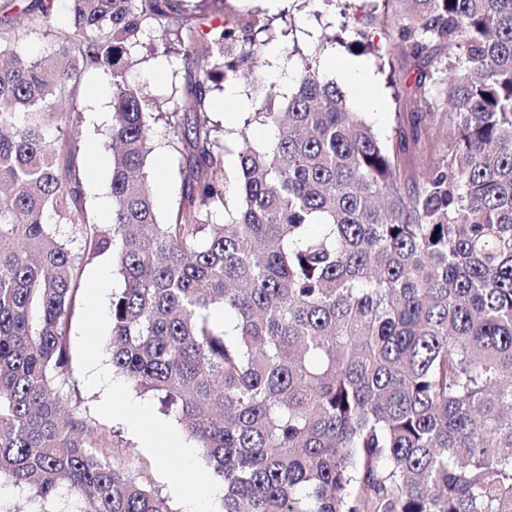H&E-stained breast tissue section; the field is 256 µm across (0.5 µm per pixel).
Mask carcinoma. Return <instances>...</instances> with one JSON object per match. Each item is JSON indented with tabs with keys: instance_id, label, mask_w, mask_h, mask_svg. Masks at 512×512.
I'll list each match as a JSON object with an SVG mask.
<instances>
[{
	"instance_id": "carcinoma-1",
	"label": "carcinoma",
	"mask_w": 512,
	"mask_h": 512,
	"mask_svg": "<svg viewBox=\"0 0 512 512\" xmlns=\"http://www.w3.org/2000/svg\"><path fill=\"white\" fill-rule=\"evenodd\" d=\"M190 2L206 0H70L50 66L18 45L56 0L0 4V479L41 502L64 488L77 512H169L109 460L111 437L88 439L61 407L80 263L52 226L67 224L83 259L112 253L124 280L112 368L202 448L223 512H512V0H369L366 18L392 12L420 65L406 122L380 135L308 60L288 93L254 87L275 136L257 147L240 132L233 174L201 114L255 62L258 35L296 25L204 30ZM150 29L191 65L166 111L128 79ZM349 47L374 50L369 31ZM92 71L112 81L104 226L89 222L62 131L79 125ZM438 76L440 138L421 128ZM162 113L187 200L164 222L147 170ZM423 142L409 176L401 153Z\"/></svg>"
}]
</instances>
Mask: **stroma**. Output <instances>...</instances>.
<instances>
[{
  "label": "stroma",
  "mask_w": 512,
  "mask_h": 512,
  "mask_svg": "<svg viewBox=\"0 0 512 512\" xmlns=\"http://www.w3.org/2000/svg\"><path fill=\"white\" fill-rule=\"evenodd\" d=\"M269 12L275 27H284L288 18H295L297 31L294 37L274 38L272 44L280 52L289 53L285 66L287 80L275 77L269 68L268 53H261L257 65L245 66L234 81L247 101L249 109L230 118L223 107L224 94L214 91L208 117L216 128L219 140H230L233 132L246 130L251 142L261 146L273 136L272 127L263 126L254 113L258 109L253 85L255 80L272 87L276 92H287L290 82L296 81L304 59L316 57L319 72L324 79L337 80L338 63L354 58V51L340 44L319 47L317 37L321 31L337 28V12L324 10L317 0H280L277 7H270L267 0H212V12L229 13L239 21L250 20L255 9ZM160 37L159 32L149 31L147 45L142 48V61L131 72L136 83L146 86L161 101H171L176 88L186 76L182 58L171 57L160 63L150 47ZM373 41L377 54L364 55L366 72L358 86H344L347 106L352 112L368 113L375 129L391 134L396 115L409 112L406 98H397L387 84L379 65L381 61L393 62L404 84H411L416 76L413 62L406 57L395 34L392 18L378 17L373 25ZM83 119L80 126L77 162L82 167L85 201L90 223L106 224L112 217L110 183L112 178L111 156L107 148L112 125V84L109 75L100 71L85 74L80 87ZM153 151L148 159V170L159 218L167 216L185 205L179 174L180 155L178 143L165 119L152 125ZM107 273L111 281L110 293L104 294L98 307H91L90 293L94 277ZM123 279L112 262L111 255H104L83 265L80 279V297L70 325V364L76 381L75 388L64 389L62 402L67 409L76 411L101 432L109 433L121 463L129 472L146 481L164 497L172 512H182L185 492L195 491L217 481L196 442L177 419L164 413L153 394L135 391L130 383L112 368L107 345L112 333L110 304L114 291L120 290ZM154 440V448L143 447L141 437ZM76 502L64 498L42 503L32 500L29 492L9 483H0V512H76Z\"/></svg>",
  "instance_id": "35a3bbf8"
}]
</instances>
